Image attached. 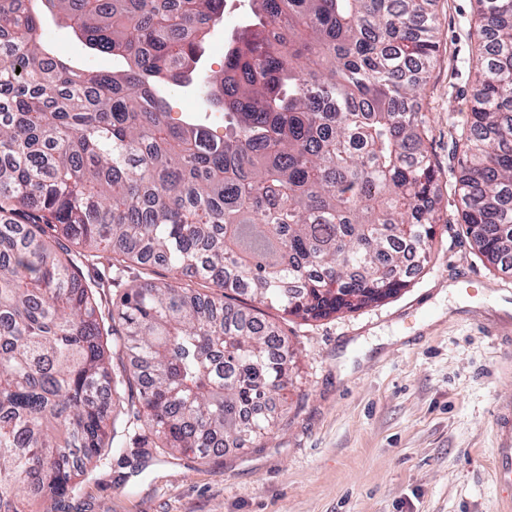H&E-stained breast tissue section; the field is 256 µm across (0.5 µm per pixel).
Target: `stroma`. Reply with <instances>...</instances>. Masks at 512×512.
I'll return each instance as SVG.
<instances>
[{
    "mask_svg": "<svg viewBox=\"0 0 512 512\" xmlns=\"http://www.w3.org/2000/svg\"><path fill=\"white\" fill-rule=\"evenodd\" d=\"M473 0H437L440 50L418 104L442 190L429 265L396 297L305 321L231 297L275 323L298 371L274 431L201 460L154 451L110 452L74 479L64 512H503L512 485L490 471L496 409L512 403V273L494 269L464 236L454 195L452 143L473 88ZM56 54L108 71L48 24ZM161 266L123 262L102 293L112 300Z\"/></svg>",
    "mask_w": 512,
    "mask_h": 512,
    "instance_id": "stroma-1",
    "label": "stroma"
}]
</instances>
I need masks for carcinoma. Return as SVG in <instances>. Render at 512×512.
<instances>
[{"instance_id":"1","label":"carcinoma","mask_w":512,"mask_h":512,"mask_svg":"<svg viewBox=\"0 0 512 512\" xmlns=\"http://www.w3.org/2000/svg\"><path fill=\"white\" fill-rule=\"evenodd\" d=\"M224 51V0H0V512H60L106 447L204 459L280 415L288 337L226 302L354 311L407 285L440 222L429 123L415 108L439 51L435 0H249ZM475 87L456 141L458 212L512 271V0H476ZM127 69H75L46 14ZM183 88L224 114L170 121ZM159 264L112 302L115 372L89 257ZM204 283L209 291L191 287ZM231 20V15L224 12V23L215 27L208 42V60L211 68L218 70L224 64V38H226L234 29H224L225 25Z\"/></svg>"}]
</instances>
